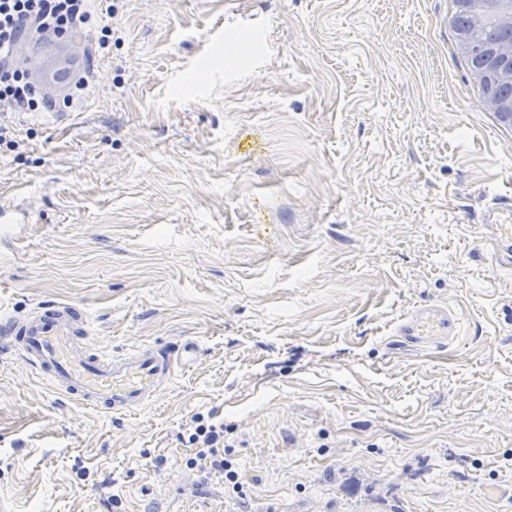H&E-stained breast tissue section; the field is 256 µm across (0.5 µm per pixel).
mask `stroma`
I'll return each instance as SVG.
<instances>
[{
	"label": "stroma",
	"mask_w": 512,
	"mask_h": 512,
	"mask_svg": "<svg viewBox=\"0 0 512 512\" xmlns=\"http://www.w3.org/2000/svg\"><path fill=\"white\" fill-rule=\"evenodd\" d=\"M449 16L122 0L20 44L54 109L4 117L0 208L28 221L0 232V317L75 302L103 353L205 355L111 414L0 354V512H512V274L482 233L512 203V128ZM432 302L463 336L396 345ZM208 411L236 482L188 464Z\"/></svg>",
	"instance_id": "1"
}]
</instances>
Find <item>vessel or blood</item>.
Listing matches in <instances>:
<instances>
[{"label": "vessel or blood", "mask_w": 512, "mask_h": 512, "mask_svg": "<svg viewBox=\"0 0 512 512\" xmlns=\"http://www.w3.org/2000/svg\"><path fill=\"white\" fill-rule=\"evenodd\" d=\"M497 257L512 260V223L489 224ZM460 333L458 318L444 306L418 309L401 319L398 342L441 348ZM0 346L18 352L22 364L80 406L124 414L153 401L185 367L197 363L201 349L190 340L177 346L142 345L111 358L98 353L83 307L45 304L23 317L0 319Z\"/></svg>", "instance_id": "1"}]
</instances>
